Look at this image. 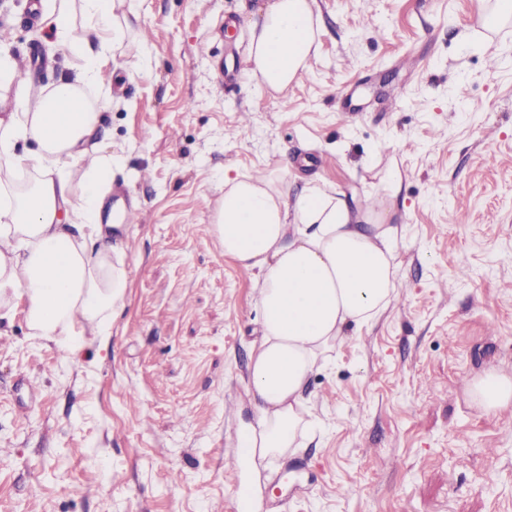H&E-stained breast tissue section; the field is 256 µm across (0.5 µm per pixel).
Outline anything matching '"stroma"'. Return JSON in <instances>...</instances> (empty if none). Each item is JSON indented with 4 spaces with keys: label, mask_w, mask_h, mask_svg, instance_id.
<instances>
[{
    "label": "stroma",
    "mask_w": 512,
    "mask_h": 512,
    "mask_svg": "<svg viewBox=\"0 0 512 512\" xmlns=\"http://www.w3.org/2000/svg\"><path fill=\"white\" fill-rule=\"evenodd\" d=\"M30 0H0V45L36 88L70 52ZM258 0H123L99 147L123 170L107 206L131 274L100 358L0 328V512H512V404L469 380L512 376V17L496 0H315L318 48L287 90L236 74ZM397 168V195L386 188ZM336 188L404 227L397 297L316 373L324 428L235 477L256 410L253 273L213 227L225 180ZM467 277H460V270ZM474 401L485 411L508 406L512 402V377L488 373L470 384Z\"/></svg>",
    "instance_id": "1"
}]
</instances>
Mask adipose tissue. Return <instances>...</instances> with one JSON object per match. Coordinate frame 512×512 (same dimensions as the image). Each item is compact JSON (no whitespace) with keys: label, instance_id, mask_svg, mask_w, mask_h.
I'll list each match as a JSON object with an SVG mask.
<instances>
[{"label":"adipose tissue","instance_id":"obj_1","mask_svg":"<svg viewBox=\"0 0 512 512\" xmlns=\"http://www.w3.org/2000/svg\"><path fill=\"white\" fill-rule=\"evenodd\" d=\"M315 0H263L250 25L252 75L284 90L317 42ZM83 25H75V16ZM41 21L79 60L49 91L16 84L20 59L0 47V321L25 301L33 335L75 359L84 325L107 344L124 308L128 271L113 224L100 221L116 170L111 153H88L105 104L100 74L123 30L113 0H41ZM82 168V184L72 173ZM214 231L226 257L252 271L263 336L248 367L257 410L248 446L260 458L298 451L314 438L306 410L312 375L334 358L350 327L396 298L398 225L351 210L334 190L297 196L271 181L225 182ZM470 392L483 410L512 404V377L489 373Z\"/></svg>","mask_w":512,"mask_h":512}]
</instances>
